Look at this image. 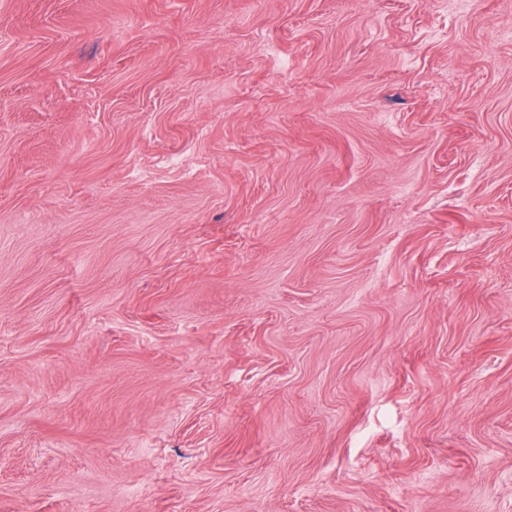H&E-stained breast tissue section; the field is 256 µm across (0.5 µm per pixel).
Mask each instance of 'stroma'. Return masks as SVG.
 Here are the masks:
<instances>
[{"instance_id": "1", "label": "stroma", "mask_w": 512, "mask_h": 512, "mask_svg": "<svg viewBox=\"0 0 512 512\" xmlns=\"http://www.w3.org/2000/svg\"><path fill=\"white\" fill-rule=\"evenodd\" d=\"M0 512H512V0H0Z\"/></svg>"}]
</instances>
